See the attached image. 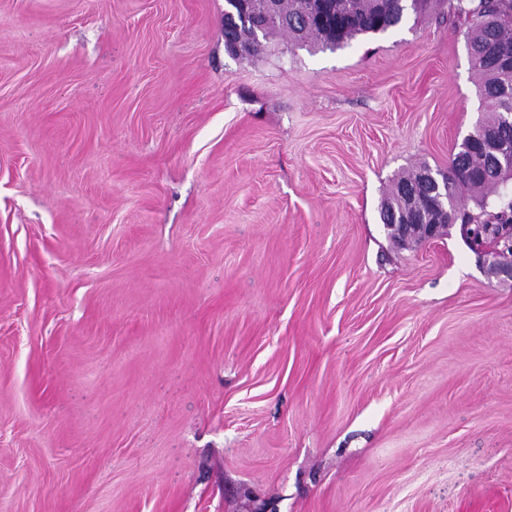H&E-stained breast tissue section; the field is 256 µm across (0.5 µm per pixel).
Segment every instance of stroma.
<instances>
[{"label":"stroma","mask_w":512,"mask_h":512,"mask_svg":"<svg viewBox=\"0 0 512 512\" xmlns=\"http://www.w3.org/2000/svg\"><path fill=\"white\" fill-rule=\"evenodd\" d=\"M485 109L443 5L0 0V512H512V279L379 218ZM238 3L241 11L244 15H249L248 3L249 1L240 0ZM251 9L257 13H261L263 10L264 2L262 0H252L249 3ZM252 21L255 26L259 28L267 27L273 23L284 24L285 18L280 14L278 9V0H267L265 10L259 15H252Z\"/></svg>","instance_id":"stroma-1"}]
</instances>
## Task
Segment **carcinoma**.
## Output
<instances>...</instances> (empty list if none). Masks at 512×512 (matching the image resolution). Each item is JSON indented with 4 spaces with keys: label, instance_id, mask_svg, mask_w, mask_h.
Returning a JSON list of instances; mask_svg holds the SVG:
<instances>
[{
    "label": "carcinoma",
    "instance_id": "carcinoma-1",
    "mask_svg": "<svg viewBox=\"0 0 512 512\" xmlns=\"http://www.w3.org/2000/svg\"><path fill=\"white\" fill-rule=\"evenodd\" d=\"M323 16L312 11L310 0H281V12L288 16V26L273 25L262 33L255 32L238 10L236 0H224V37L239 43L244 55L263 52L268 41L286 36L301 45H318L336 50L361 35H384L399 27L408 15L428 11L432 6L448 3V15L469 26L468 47L479 76L483 99L491 114L478 120L474 133L483 136L512 138V0H324ZM422 168L397 178L380 208V219L387 224L404 203L402 189L419 184ZM507 174L487 167L483 155L458 149L448 161V209L431 208L429 216L442 224L457 219L455 204L473 201L480 213H465L467 224H498L499 215L487 210V195Z\"/></svg>",
    "mask_w": 512,
    "mask_h": 512
}]
</instances>
